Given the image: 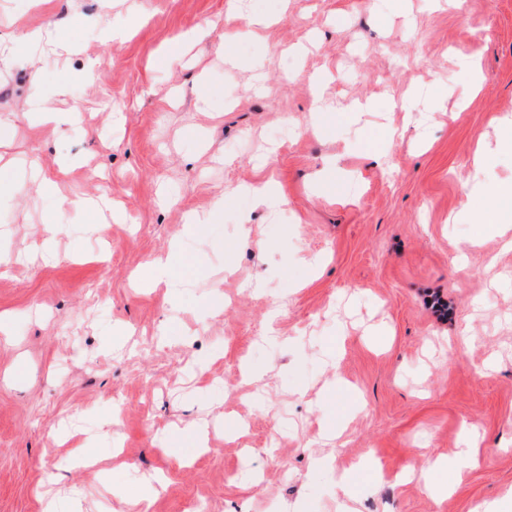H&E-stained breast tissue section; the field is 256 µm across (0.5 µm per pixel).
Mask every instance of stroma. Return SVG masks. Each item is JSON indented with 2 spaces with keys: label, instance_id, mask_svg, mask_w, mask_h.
<instances>
[{
  "label": "stroma",
  "instance_id": "35a3bbf8",
  "mask_svg": "<svg viewBox=\"0 0 512 512\" xmlns=\"http://www.w3.org/2000/svg\"><path fill=\"white\" fill-rule=\"evenodd\" d=\"M0 42V512L155 475L149 512H512V197L468 211L512 183V0H0ZM37 84L82 123L32 126ZM502 195L512 196V185L499 186L495 191H484L480 196L473 198L471 211L480 234L502 223L495 203V197Z\"/></svg>",
  "mask_w": 512,
  "mask_h": 512
}]
</instances>
